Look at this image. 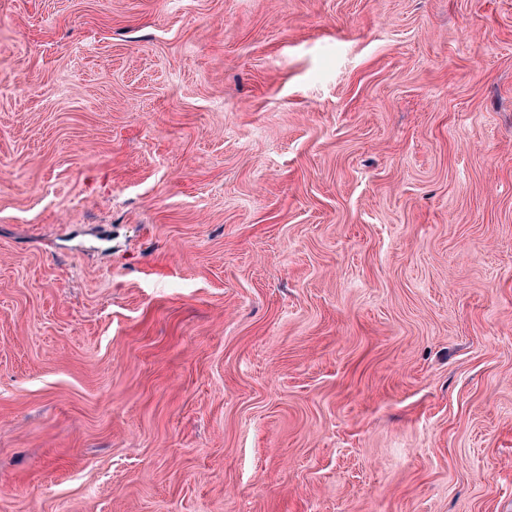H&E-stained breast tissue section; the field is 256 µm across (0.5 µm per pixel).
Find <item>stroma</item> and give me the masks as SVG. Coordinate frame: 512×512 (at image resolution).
<instances>
[{
  "mask_svg": "<svg viewBox=\"0 0 512 512\" xmlns=\"http://www.w3.org/2000/svg\"><path fill=\"white\" fill-rule=\"evenodd\" d=\"M0 512H512V0H0Z\"/></svg>",
  "mask_w": 512,
  "mask_h": 512,
  "instance_id": "obj_1",
  "label": "stroma"
}]
</instances>
